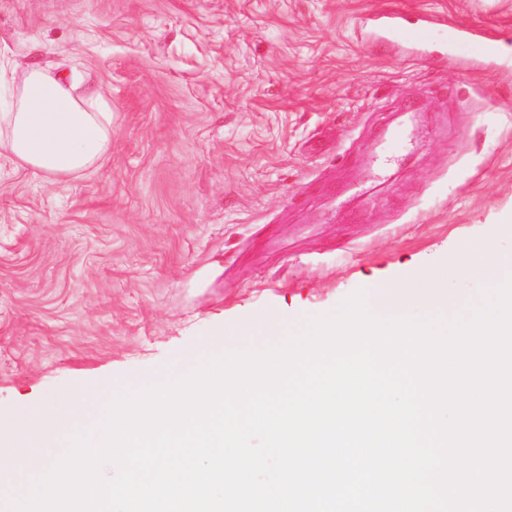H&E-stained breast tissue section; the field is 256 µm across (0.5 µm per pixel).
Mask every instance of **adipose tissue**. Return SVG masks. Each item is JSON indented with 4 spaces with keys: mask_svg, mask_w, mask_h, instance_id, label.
I'll use <instances>...</instances> for the list:
<instances>
[{
    "mask_svg": "<svg viewBox=\"0 0 512 512\" xmlns=\"http://www.w3.org/2000/svg\"><path fill=\"white\" fill-rule=\"evenodd\" d=\"M11 83L17 93L0 113V160L51 184L96 169L112 141V114L99 93L73 94L67 75L38 65L20 75L0 66V85Z\"/></svg>",
    "mask_w": 512,
    "mask_h": 512,
    "instance_id": "ef3b65f1",
    "label": "adipose tissue"
}]
</instances>
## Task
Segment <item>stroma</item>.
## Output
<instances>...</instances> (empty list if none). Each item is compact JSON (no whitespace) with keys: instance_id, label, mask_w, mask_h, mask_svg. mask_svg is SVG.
<instances>
[{"instance_id":"1","label":"stroma","mask_w":512,"mask_h":512,"mask_svg":"<svg viewBox=\"0 0 512 512\" xmlns=\"http://www.w3.org/2000/svg\"><path fill=\"white\" fill-rule=\"evenodd\" d=\"M383 10L502 59L372 43ZM16 62L98 87L112 150L62 185L0 167V424L426 270L462 311L459 244L512 259V0H0ZM449 41L452 44L456 41L466 40L473 43L477 55L484 59L487 65H496L500 61L498 39L480 32L469 31L464 26L452 25L448 30Z\"/></svg>"}]
</instances>
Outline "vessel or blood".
<instances>
[{
    "instance_id": "vessel-or-blood-1",
    "label": "vessel or blood",
    "mask_w": 512,
    "mask_h": 512,
    "mask_svg": "<svg viewBox=\"0 0 512 512\" xmlns=\"http://www.w3.org/2000/svg\"><path fill=\"white\" fill-rule=\"evenodd\" d=\"M364 28L383 39L385 43L414 49L425 45L427 37L435 30L444 28L450 41L472 42L477 55L486 64L495 65L500 60L499 45L495 37L473 32L462 26L449 25L446 18L431 15L422 18L420 23H409L406 16L398 11H382L366 18Z\"/></svg>"
}]
</instances>
